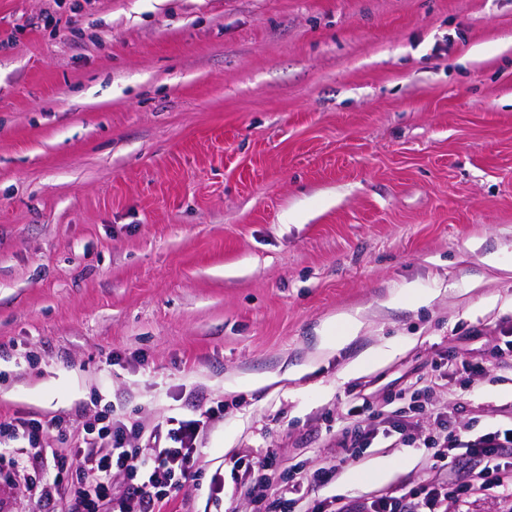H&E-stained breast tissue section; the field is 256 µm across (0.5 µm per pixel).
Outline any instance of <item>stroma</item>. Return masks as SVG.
Returning a JSON list of instances; mask_svg holds the SVG:
<instances>
[{"mask_svg":"<svg viewBox=\"0 0 512 512\" xmlns=\"http://www.w3.org/2000/svg\"><path fill=\"white\" fill-rule=\"evenodd\" d=\"M509 339L512 0H0V419L62 417L44 444L71 447L108 409L145 459L196 419L166 512H268V453L273 500L299 472L330 512L452 483L398 393L432 371L451 427L510 426ZM356 416L376 438L317 481ZM28 455L0 451V512L42 487L66 512ZM249 466L257 474L252 494L258 501H263L271 486V478L276 471L277 461L274 456L265 455L255 461L251 460Z\"/></svg>","mask_w":512,"mask_h":512,"instance_id":"obj_1","label":"stroma"}]
</instances>
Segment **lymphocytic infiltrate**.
<instances>
[{"instance_id":"f902f5d3","label":"lymphocytic infiltrate","mask_w":512,"mask_h":512,"mask_svg":"<svg viewBox=\"0 0 512 512\" xmlns=\"http://www.w3.org/2000/svg\"><path fill=\"white\" fill-rule=\"evenodd\" d=\"M435 419L441 432L425 440L424 445L433 449L436 462L446 465L460 457L470 461L467 474L456 481V496L466 497L476 489L512 496V475H505L495 461L500 452L512 449V427L473 437L465 431L449 429L448 418L443 413H436ZM59 424L56 418L45 423L23 418L0 420V439L26 440L32 450L30 462L36 465L42 461L43 434ZM198 430L199 423L195 420L180 421L177 427L165 431L154 430L150 434L152 461L147 464L126 449L127 425L113 421L111 414L101 415L91 425L92 436L79 455H72L67 448L52 453L56 473L69 471L73 462L78 461L88 474L87 479L67 485L71 512H98L100 502L106 499L117 512H126L125 504L130 500L136 501L139 512H162L172 491L183 487L188 479ZM116 469L134 478L120 494L112 489V472ZM446 497L445 490L435 487L423 493L401 489L373 500L371 512H439Z\"/></svg>"}]
</instances>
